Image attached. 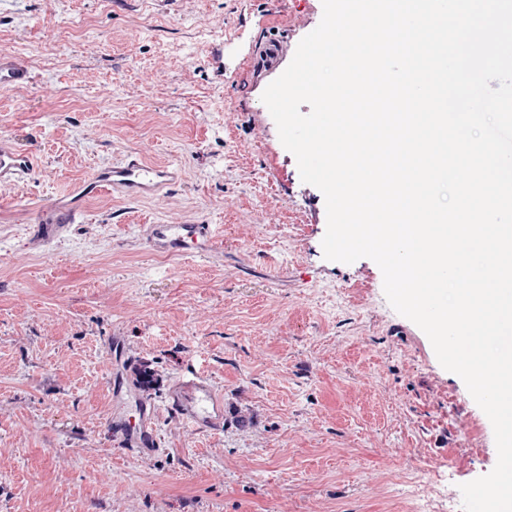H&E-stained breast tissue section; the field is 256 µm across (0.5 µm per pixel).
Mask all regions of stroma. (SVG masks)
Instances as JSON below:
<instances>
[{"mask_svg": "<svg viewBox=\"0 0 512 512\" xmlns=\"http://www.w3.org/2000/svg\"><path fill=\"white\" fill-rule=\"evenodd\" d=\"M322 0H0V137L38 160L0 182V512H415L409 477L464 512L493 427L369 258L325 259L323 193L262 101ZM137 154L173 191L54 201ZM147 224H216L203 258L159 256ZM206 374L217 432L171 395ZM150 399L160 451L113 426ZM252 418L242 428L239 417ZM28 79L27 72L11 58L0 55V86L8 87Z\"/></svg>", "mask_w": 512, "mask_h": 512, "instance_id": "stroma-1", "label": "stroma"}]
</instances>
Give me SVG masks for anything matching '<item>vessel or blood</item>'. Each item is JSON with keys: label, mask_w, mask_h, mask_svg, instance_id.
<instances>
[{"label": "vessel or blood", "mask_w": 512, "mask_h": 512, "mask_svg": "<svg viewBox=\"0 0 512 512\" xmlns=\"http://www.w3.org/2000/svg\"><path fill=\"white\" fill-rule=\"evenodd\" d=\"M27 78L26 71L11 58L0 55L1 87L15 85ZM34 167L35 160L31 153L0 139V181L24 180L31 175ZM178 182L179 172L176 168L152 164L137 155L128 157L121 164L98 170L76 189V201L58 207L55 223L38 224L37 230L45 239L56 235L61 226L71 223L79 214V199L104 191L137 199L163 189H171ZM146 237L157 251L195 258L212 253L223 243L218 227L214 224H150L146 227ZM177 406L183 419L195 428L215 431L221 426V398L205 376H194L180 385ZM149 423V413L143 408L137 419L124 428L142 455L154 451Z\"/></svg>", "instance_id": "vessel-or-blood-1"}]
</instances>
